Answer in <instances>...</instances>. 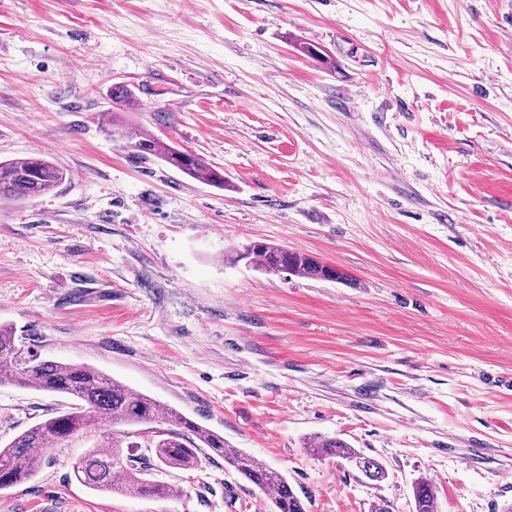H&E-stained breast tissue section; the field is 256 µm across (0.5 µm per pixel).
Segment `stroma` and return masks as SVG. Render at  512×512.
<instances>
[{
  "mask_svg": "<svg viewBox=\"0 0 512 512\" xmlns=\"http://www.w3.org/2000/svg\"><path fill=\"white\" fill-rule=\"evenodd\" d=\"M119 82L122 120L224 189L105 134ZM38 155L64 183L0 207V322L34 353L218 432L307 512H413L420 478L439 512L512 504V0H0V159ZM258 239L343 277L225 263ZM63 402L0 387V445ZM98 437L0 512H270L220 458L174 499L90 491ZM305 447L310 448L313 455L338 457L354 463L358 470L372 481L380 482L386 479V469L379 461L361 456L347 443L335 437L315 436Z\"/></svg>",
  "mask_w": 512,
  "mask_h": 512,
  "instance_id": "stroma-1",
  "label": "stroma"
}]
</instances>
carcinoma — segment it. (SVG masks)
<instances>
[{
  "label": "carcinoma",
  "mask_w": 512,
  "mask_h": 512,
  "mask_svg": "<svg viewBox=\"0 0 512 512\" xmlns=\"http://www.w3.org/2000/svg\"><path fill=\"white\" fill-rule=\"evenodd\" d=\"M112 103L123 112L138 107L134 90L121 84L112 86ZM106 133L124 142L140 158H157L189 178L224 189V169L208 163L198 153L162 141L146 128L134 130L114 119L107 125ZM64 179V169L51 158L0 160V203L42 196L56 189ZM224 261H243L267 273H287L311 280L344 278L309 254L265 240H254L224 253ZM5 384L62 395L70 403L65 410L28 428L0 448V472L7 474V480L0 481V491L32 480L50 450L63 448L73 438L96 428L101 441L87 449L73 465L76 480L93 491L172 499L180 491L159 479L158 474L167 469L193 470L216 455L224 459V465L268 495L271 512H306L305 504L281 472L230 446L223 435L132 390L92 365L40 358L11 326L0 324V386ZM126 426L137 428V433L124 430ZM306 447L314 455L353 463L372 481L386 479V469L379 461L361 456L334 437L316 436ZM135 448L147 449L150 456L134 453ZM413 498V512H438L434 485L428 479L415 483Z\"/></svg>",
  "instance_id": "carcinoma-1"
}]
</instances>
